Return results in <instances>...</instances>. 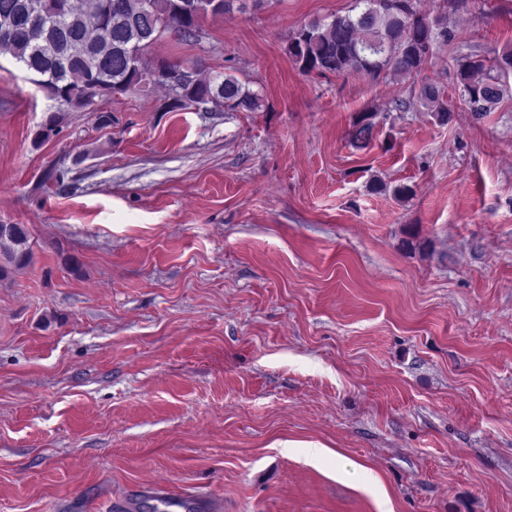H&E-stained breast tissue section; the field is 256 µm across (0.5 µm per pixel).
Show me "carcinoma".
Segmentation results:
<instances>
[{"label": "carcinoma", "mask_w": 512, "mask_h": 512, "mask_svg": "<svg viewBox=\"0 0 512 512\" xmlns=\"http://www.w3.org/2000/svg\"><path fill=\"white\" fill-rule=\"evenodd\" d=\"M0 0V53L39 77L38 83L60 104L82 108L93 103L83 86L93 83L98 95L112 96L152 86L154 70L178 77L181 61L152 59L148 51L164 35L196 40L201 20L233 10L237 0ZM357 12L312 21L289 38L288 53L304 74L382 71L417 77L448 43V30L417 12L413 0H355ZM512 72V50L497 53L492 65L483 58L457 60L461 99L477 118L504 97L499 79ZM170 104L183 109L214 103L227 112H257L259 94L231 75L186 81ZM441 122L450 119V104L432 84L420 91ZM374 115L354 122L351 145L365 149L373 140ZM34 252L23 224H0V283L31 265Z\"/></svg>", "instance_id": "obj_1"}]
</instances>
